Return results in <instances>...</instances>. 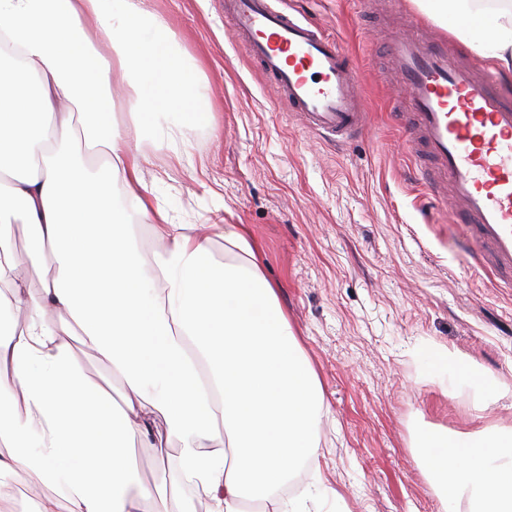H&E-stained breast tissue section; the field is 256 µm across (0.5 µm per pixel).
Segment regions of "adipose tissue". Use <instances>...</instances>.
<instances>
[{
	"instance_id": "obj_1",
	"label": "adipose tissue",
	"mask_w": 512,
	"mask_h": 512,
	"mask_svg": "<svg viewBox=\"0 0 512 512\" xmlns=\"http://www.w3.org/2000/svg\"><path fill=\"white\" fill-rule=\"evenodd\" d=\"M414 3L512 76V0ZM463 13L490 36L456 24ZM3 31L24 60L0 51V222L26 224L45 277L34 298L0 265V475L53 486L34 512H143L130 494L136 440L209 512H322L335 495L319 460L324 393L256 244L231 224L216 256L202 225L174 223L128 149L169 143L206 109L175 31L144 0H0ZM116 65L136 94L123 127ZM75 114L76 143L65 133ZM72 324L107 377L75 362ZM436 370L502 392L469 361ZM416 454L441 512H457L463 492L468 512H512V429L429 431Z\"/></svg>"
}]
</instances>
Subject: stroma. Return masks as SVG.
<instances>
[{
    "mask_svg": "<svg viewBox=\"0 0 512 512\" xmlns=\"http://www.w3.org/2000/svg\"><path fill=\"white\" fill-rule=\"evenodd\" d=\"M336 39L356 66L370 123L343 142L304 128L232 37L224 0H147L195 66L208 110L176 153L149 151L145 178L179 223L208 225L224 253V227L248 225L266 276L310 359L329 411L321 466L336 492L330 512H439L415 444L437 428L512 427V288L474 267L462 225L448 221L406 152L409 96L388 57L408 23L432 21L412 0H273ZM4 258L38 294L21 221L4 228ZM461 356L505 388L475 411L469 384L429 362ZM150 512H181L152 449L132 442ZM52 488L18 471L0 476V512H25Z\"/></svg>",
    "mask_w": 512,
    "mask_h": 512,
    "instance_id": "35a3bbf8",
    "label": "stroma"
}]
</instances>
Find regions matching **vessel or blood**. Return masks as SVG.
<instances>
[{
	"label": "vessel or blood",
	"instance_id": "b4317fda",
	"mask_svg": "<svg viewBox=\"0 0 512 512\" xmlns=\"http://www.w3.org/2000/svg\"><path fill=\"white\" fill-rule=\"evenodd\" d=\"M224 14L309 130L346 138L364 128L358 72L335 39L271 0H224ZM391 59L410 90L405 148L437 163L423 170V184L469 224L474 262L512 274V104L493 75L430 48L423 33L395 40Z\"/></svg>",
	"mask_w": 512,
	"mask_h": 512
}]
</instances>
